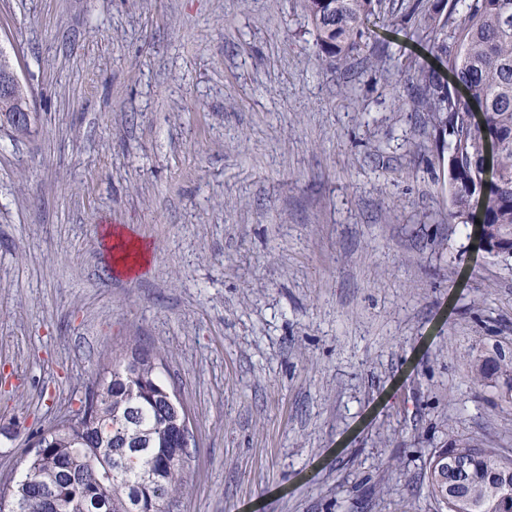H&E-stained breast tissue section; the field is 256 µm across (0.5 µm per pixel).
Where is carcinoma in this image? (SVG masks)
Instances as JSON below:
<instances>
[{"instance_id":"cac0c4a2","label":"carcinoma","mask_w":512,"mask_h":512,"mask_svg":"<svg viewBox=\"0 0 512 512\" xmlns=\"http://www.w3.org/2000/svg\"><path fill=\"white\" fill-rule=\"evenodd\" d=\"M301 0L317 45L336 66L361 50L371 21L424 44L448 84L423 65L397 70L395 102L427 113L448 137L443 177L448 222L479 217L477 248H512V0H414L400 17L381 0ZM463 3L462 10L457 4ZM163 357L136 347L87 387L84 410L35 435L34 453L10 497L29 512H167L186 484L184 406L159 375ZM472 379L512 405V353L472 360ZM466 459L463 475L452 469ZM424 478L441 512H512V456L451 434L428 458ZM57 508H45L46 499Z\"/></svg>"}]
</instances>
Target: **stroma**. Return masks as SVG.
<instances>
[{"label":"stroma","mask_w":512,"mask_h":512,"mask_svg":"<svg viewBox=\"0 0 512 512\" xmlns=\"http://www.w3.org/2000/svg\"><path fill=\"white\" fill-rule=\"evenodd\" d=\"M300 0H0V482L138 343L191 419L170 512H439L431 453L512 455L470 380L512 352V257L448 221L442 138ZM120 225L149 266L111 271ZM0 112L1 127H9L19 134L30 132L35 113L21 80L11 66L0 67Z\"/></svg>","instance_id":"stroma-1"}]
</instances>
